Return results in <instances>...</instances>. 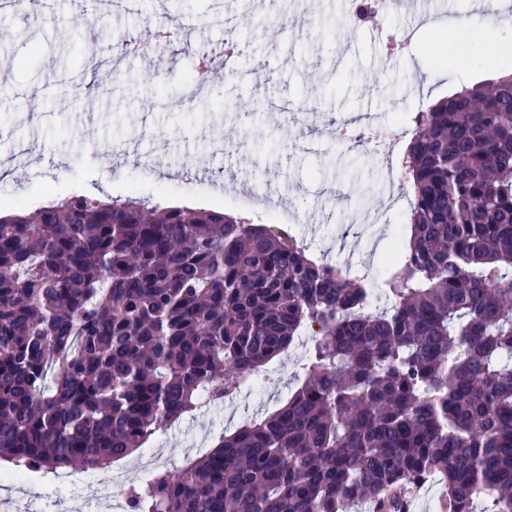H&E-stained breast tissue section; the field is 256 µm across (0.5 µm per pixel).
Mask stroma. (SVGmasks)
<instances>
[{
	"instance_id": "35a3bbf8",
	"label": "stroma",
	"mask_w": 512,
	"mask_h": 512,
	"mask_svg": "<svg viewBox=\"0 0 512 512\" xmlns=\"http://www.w3.org/2000/svg\"><path fill=\"white\" fill-rule=\"evenodd\" d=\"M346 0H49L0 13V212H33L75 195L101 200L131 193L166 204L218 209L256 224L288 226L320 259L367 268L380 285L410 196L386 180L355 142L308 144L292 119L308 101L318 122L373 115L394 125L464 85L512 70V22L494 36L447 24L458 54L439 60L435 29L418 28L391 66L375 69L386 42L402 32V7L373 28L346 24ZM237 49L225 54V28ZM163 27L169 42L149 56L125 44ZM214 75L204 100L183 105L198 53ZM207 168L205 180L192 173ZM384 213L369 226L352 214ZM307 337L264 367L266 389L248 390L166 428L147 443L168 465L214 446L223 431L277 410L298 385ZM120 488L99 471L65 468L0 488V512H112Z\"/></svg>"
}]
</instances>
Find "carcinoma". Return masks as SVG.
<instances>
[{
	"label": "carcinoma",
	"instance_id": "1",
	"mask_svg": "<svg viewBox=\"0 0 512 512\" xmlns=\"http://www.w3.org/2000/svg\"><path fill=\"white\" fill-rule=\"evenodd\" d=\"M374 0H355L364 24ZM381 294L277 224L147 197L0 217V460L105 469L238 392L306 331L300 386L128 512H512V76L412 118ZM442 490L440 481L429 479L412 493L411 509L408 512H440Z\"/></svg>",
	"mask_w": 512,
	"mask_h": 512
}]
</instances>
